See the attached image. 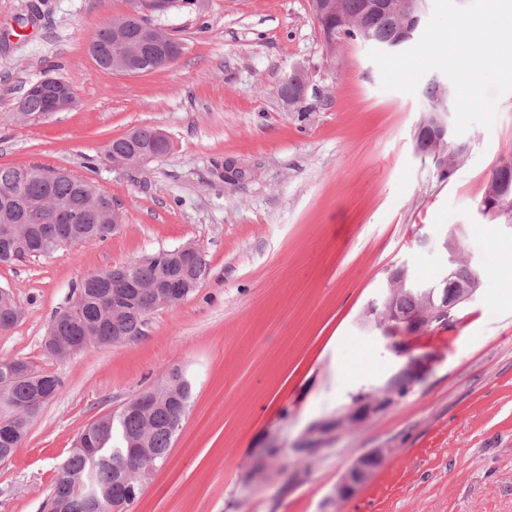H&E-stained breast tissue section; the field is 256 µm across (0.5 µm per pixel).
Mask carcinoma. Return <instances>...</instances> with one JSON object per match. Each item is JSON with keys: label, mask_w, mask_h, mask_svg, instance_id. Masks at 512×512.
Here are the masks:
<instances>
[{"label": "carcinoma", "mask_w": 512, "mask_h": 512, "mask_svg": "<svg viewBox=\"0 0 512 512\" xmlns=\"http://www.w3.org/2000/svg\"><path fill=\"white\" fill-rule=\"evenodd\" d=\"M362 0H342L339 10L318 20L324 48L341 41L378 42L390 39L400 32L402 19L398 4L369 19V29L353 26L361 13ZM44 100L31 92L18 98L15 115L20 121H40L46 118ZM25 186L26 198L34 203L47 204L71 211L72 224H53L45 220L29 225L27 244L13 249L14 225L22 224L30 213L22 203L11 202L15 190ZM503 193L512 196V173L503 175L495 170L480 203L492 202ZM112 197L90 182L72 174L59 175V170L42 166L0 165V263H13L24 257L50 256L69 243L104 241L112 235ZM465 261L460 245H455L454 259L448 260L443 277L431 284H420L413 276L397 281L393 290L385 291L372 315L384 321L389 307L404 314L429 315L442 300L443 282L457 278ZM207 272L206 260L184 265L173 257L155 254L130 266L125 280H112V271L105 270L86 277L80 284L81 297L66 307L68 314L56 313L59 335L80 341L93 339L99 345L113 344V338L137 339L144 334L147 317L152 310L142 305L135 287L141 283L166 280L169 288H176L186 296L193 295L195 282ZM110 294L126 308L124 319L115 323L112 312L101 304V297ZM9 294L0 290V331L11 329L21 318L15 305L4 310V299ZM27 373L19 374L15 361H0V423L12 425L13 431L27 436L35 414L30 406L45 396L56 397L64 383L55 373L41 372L28 361H23ZM163 391L173 388L188 408L191 385L182 372L170 370L156 385ZM130 400L119 412L99 417L88 424L78 436L84 444L76 443L58 470L47 508L51 512H79L86 505H94L91 512H129L142 491L139 481L127 484L125 473L139 470L145 474L162 463L174 438L182 426L184 414L174 412L166 403L157 404L149 414H142Z\"/></svg>", "instance_id": "1"}]
</instances>
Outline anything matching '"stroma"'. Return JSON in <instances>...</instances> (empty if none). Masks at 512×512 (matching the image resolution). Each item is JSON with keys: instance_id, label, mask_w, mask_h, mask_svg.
<instances>
[{"instance_id": "1", "label": "stroma", "mask_w": 512, "mask_h": 512, "mask_svg": "<svg viewBox=\"0 0 512 512\" xmlns=\"http://www.w3.org/2000/svg\"><path fill=\"white\" fill-rule=\"evenodd\" d=\"M133 11L184 50L130 77L99 67L90 46ZM370 50L329 57L310 0H178L163 13L142 0H0V165L66 169L123 218L105 241L0 265L22 311L0 332V360L64 381L0 461V512H43L81 430L174 367L189 408L129 512H512V227L478 209L512 158V93L491 128L461 135L444 181L414 147L425 99L383 90ZM297 72L306 96L294 105L280 88ZM48 75L72 86L75 108L17 121V98ZM145 126L167 154L113 168L107 144ZM229 159L245 178L224 179ZM453 227L481 285L448 324L365 325L391 270L431 281L446 269ZM188 242L206 278L153 311L144 336L44 351L84 278ZM368 454L369 479L338 498Z\"/></svg>"}]
</instances>
